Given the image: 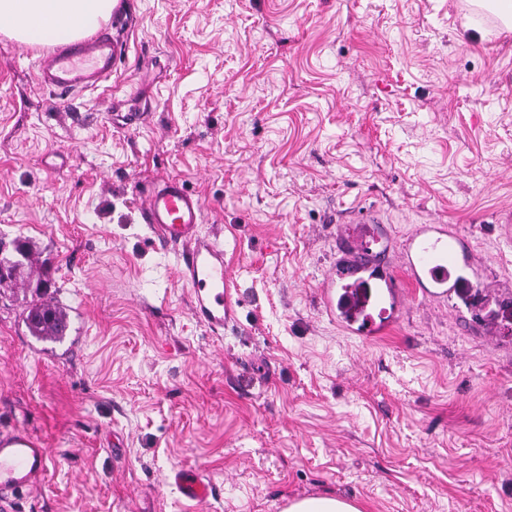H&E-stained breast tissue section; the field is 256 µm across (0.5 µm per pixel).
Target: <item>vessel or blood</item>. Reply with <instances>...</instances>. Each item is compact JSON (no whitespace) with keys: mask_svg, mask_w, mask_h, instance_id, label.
<instances>
[{"mask_svg":"<svg viewBox=\"0 0 512 512\" xmlns=\"http://www.w3.org/2000/svg\"><path fill=\"white\" fill-rule=\"evenodd\" d=\"M124 24L123 13H116L110 28L83 39L59 44L38 58L37 79L41 87L60 95L100 87L112 76L119 57V41L113 29ZM142 216L159 242L178 254L179 276L192 291V314L215 334H223L232 316L230 277L224 266V247L201 231L203 206L183 182L171 178L146 197ZM374 240L380 249L359 259L355 252L345 251L336 265V274L325 283L329 312L346 328L362 339L380 337L384 322L369 313L370 302L391 304L401 309L405 296L396 289L397 271H405L412 287L435 302L461 289L462 284L450 276L452 270L464 266L473 274L484 273L486 262L469 242L443 222L419 224L403 243H395L386 227H378ZM376 267L386 283L376 295L337 287V277L357 275L367 267ZM52 461L49 448L24 429L0 436V512H13L16 496L36 490L42 485ZM176 484L185 500L205 501L212 487L203 475L180 470Z\"/></svg>","mask_w":512,"mask_h":512,"instance_id":"b4317fda","label":"vessel or blood"}]
</instances>
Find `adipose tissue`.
<instances>
[{
	"label": "adipose tissue",
	"instance_id": "adipose-tissue-1",
	"mask_svg": "<svg viewBox=\"0 0 512 512\" xmlns=\"http://www.w3.org/2000/svg\"><path fill=\"white\" fill-rule=\"evenodd\" d=\"M116 0H0V33L28 45H53L92 33Z\"/></svg>",
	"mask_w": 512,
	"mask_h": 512
}]
</instances>
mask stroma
I'll use <instances>...</instances> for the list:
<instances>
[{"mask_svg": "<svg viewBox=\"0 0 512 512\" xmlns=\"http://www.w3.org/2000/svg\"><path fill=\"white\" fill-rule=\"evenodd\" d=\"M112 78L41 88L0 34V236L63 306L30 336L0 288V434L50 449L16 512H512V335L409 294L365 341L328 313L340 222L441 220L512 285V33L460 0H123ZM181 180L224 245L234 317L191 312L141 216ZM214 487L185 502L173 474ZM285 512H360V509L345 498L321 495L292 501Z\"/></svg>", "mask_w": 512, "mask_h": 512, "instance_id": "35a3bbf8", "label": "stroma"}]
</instances>
